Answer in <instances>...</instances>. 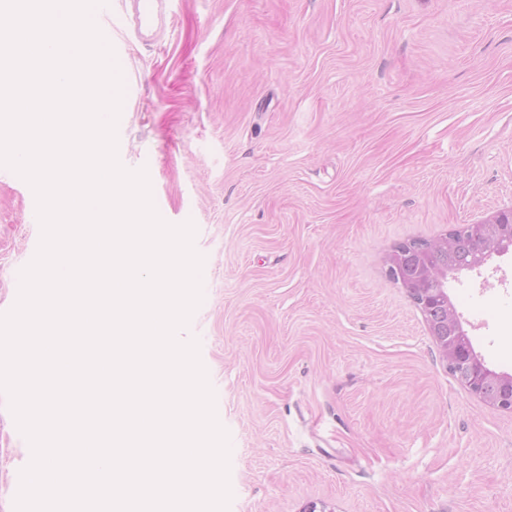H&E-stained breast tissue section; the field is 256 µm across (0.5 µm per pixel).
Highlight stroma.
Returning <instances> with one entry per match:
<instances>
[{
	"instance_id": "1",
	"label": "stroma",
	"mask_w": 512,
	"mask_h": 512,
	"mask_svg": "<svg viewBox=\"0 0 512 512\" xmlns=\"http://www.w3.org/2000/svg\"><path fill=\"white\" fill-rule=\"evenodd\" d=\"M125 45L124 163L191 214L229 512H512V413L448 371L385 255L512 207V0H176ZM0 166V313L40 241ZM512 254L449 276L512 375ZM31 447L0 392V512Z\"/></svg>"
}]
</instances>
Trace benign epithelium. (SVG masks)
Masks as SVG:
<instances>
[{"instance_id": "obj_1", "label": "benign epithelium", "mask_w": 512, "mask_h": 512, "mask_svg": "<svg viewBox=\"0 0 512 512\" xmlns=\"http://www.w3.org/2000/svg\"><path fill=\"white\" fill-rule=\"evenodd\" d=\"M464 229L480 247L462 248L449 231L433 241L398 244L386 255L387 272L422 312L440 359L460 384L485 403L512 413V376L489 369L474 352L448 297V275L512 252V207Z\"/></svg>"}]
</instances>
